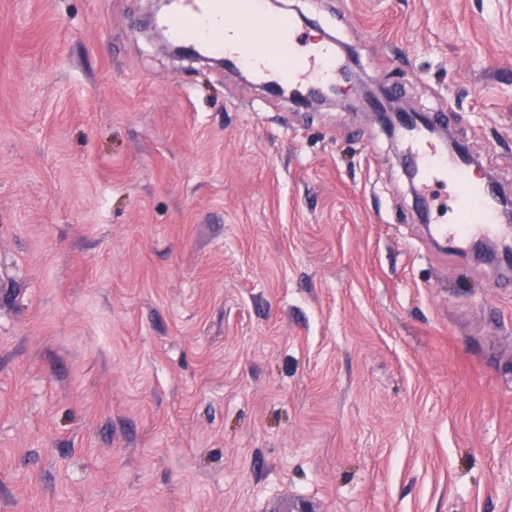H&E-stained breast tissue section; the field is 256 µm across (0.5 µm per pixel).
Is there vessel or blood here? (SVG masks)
I'll use <instances>...</instances> for the list:
<instances>
[{
    "label": "vessel or blood",
    "mask_w": 512,
    "mask_h": 512,
    "mask_svg": "<svg viewBox=\"0 0 512 512\" xmlns=\"http://www.w3.org/2000/svg\"><path fill=\"white\" fill-rule=\"evenodd\" d=\"M165 26L172 41L222 56L263 84L325 88L338 81L334 43L310 40L293 17L271 14L267 0H176ZM432 122L429 114L407 117L402 134L405 157L419 172L421 206L433 208L440 188L453 189L455 220L435 224L436 236L457 243L495 238L511 246L512 226L504 223L491 185L471 179L467 152L442 153L426 133Z\"/></svg>",
    "instance_id": "b4317fda"
}]
</instances>
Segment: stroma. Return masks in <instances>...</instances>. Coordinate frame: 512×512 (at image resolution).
<instances>
[{
    "instance_id": "35a3bbf8",
    "label": "stroma",
    "mask_w": 512,
    "mask_h": 512,
    "mask_svg": "<svg viewBox=\"0 0 512 512\" xmlns=\"http://www.w3.org/2000/svg\"><path fill=\"white\" fill-rule=\"evenodd\" d=\"M512 192V0H292ZM0 0V512H512V265L374 115Z\"/></svg>"
}]
</instances>
